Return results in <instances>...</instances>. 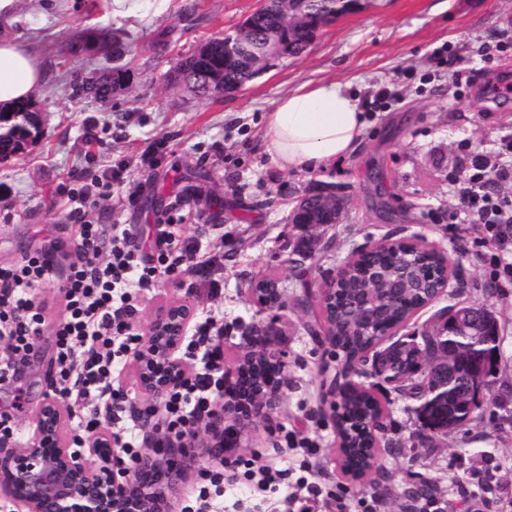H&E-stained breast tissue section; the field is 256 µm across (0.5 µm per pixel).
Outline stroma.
Wrapping results in <instances>:
<instances>
[{"mask_svg":"<svg viewBox=\"0 0 512 512\" xmlns=\"http://www.w3.org/2000/svg\"><path fill=\"white\" fill-rule=\"evenodd\" d=\"M259 0H23L17 23L0 26L29 46L45 82L34 100L45 133L0 163V264L53 250L73 258L68 227L70 189L103 170L120 168L112 196L87 209L91 222L130 226L147 240L165 209L186 214L185 236L216 254L207 286L160 282L135 305L143 330L155 303L193 292L196 320L213 318L224 334V366L232 368L243 338L269 319L247 288L269 275L282 280L277 343L286 351L282 402L232 456L236 488L215 498V512H285L289 495L310 512H512V281L491 287L494 247L484 225L457 207L472 158L498 162L512 138V98L480 95L487 72L512 73V0H374L365 11L324 29L297 57L272 61L240 91L198 99L170 81L177 59L207 39L234 30ZM118 31L121 52L101 53L96 30ZM74 52H66V42ZM126 70L124 90L108 101L75 94L74 86L112 68ZM333 80L368 117L356 149L324 169L285 172L265 150L266 114L304 83ZM386 97H379V90ZM166 147L152 169L141 161L158 140ZM320 185L346 201L342 221L327 231V250L304 263L294 251L303 236L287 216L297 196ZM139 190L140 202L126 196ZM412 239L447 253L455 277L401 335L420 333L448 306H488L498 321L500 361L478 409L479 418L432 442L420 436L415 400L371 377L359 382L385 409L374 473L355 481L338 463V436L326 395L340 369L314 338L323 330L318 290L361 247ZM57 350L43 330L13 380L0 385V411L12 413L21 435L57 368ZM435 483L431 500L403 495L409 482Z\"/></svg>","mask_w":512,"mask_h":512,"instance_id":"obj_1","label":"stroma"}]
</instances>
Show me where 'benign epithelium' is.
Returning <instances> with one entry per match:
<instances>
[{
  "instance_id": "obj_1",
  "label": "benign epithelium",
  "mask_w": 512,
  "mask_h": 512,
  "mask_svg": "<svg viewBox=\"0 0 512 512\" xmlns=\"http://www.w3.org/2000/svg\"><path fill=\"white\" fill-rule=\"evenodd\" d=\"M370 0H328L324 10L315 15L304 11L300 0H288V18L291 22L305 20L313 35L333 25L342 17L361 12ZM269 3L248 16L233 32L219 35L224 40V56L233 58L256 25L257 16L268 10ZM268 55L261 59L263 71L276 59L291 55L288 40L277 38L267 45ZM331 214V223L341 220L343 202L336 190L324 188L298 198L288 222L302 224L309 235L320 237L321 225L302 223L303 214L310 204ZM405 248L408 258L424 247L410 240H385L374 243L353 260L379 249L396 244ZM350 264L339 267L318 289V302L326 324L324 334L318 336L325 344L331 359L342 356L341 375L345 382L359 374L356 364L371 357L367 375L382 379L398 388L402 375L388 363L393 352L410 351L418 359L423 382L414 392L423 406H433L448 400V367L455 364L462 341L472 347L496 344L499 341L497 321L486 307L453 305L428 329L407 339L398 337L399 329L420 309L434 303L448 288L453 269L444 263L440 272H424L422 276L434 283L429 294L410 308L405 318L376 333V339L365 350L351 355L336 346L333 313L338 284ZM270 285L266 292L256 288L257 281L249 284L248 294L262 311L280 308L282 291L275 276L265 277ZM195 303L189 297L170 298L157 304L144 327V336L133 355V373L138 392L145 396L147 405L134 406L138 412L157 408L168 392L191 373V366L181 356V350L195 316ZM275 321L270 320L262 329L245 338L233 367L224 374V404L206 419L202 433L192 440L174 445L169 439L150 435L147 448L141 452L132 469L119 475L112 469L117 455L112 434L104 429L89 432L79 438L82 449L71 448L63 438L67 410L54 397L47 395L39 404L32 420V435L21 448L0 447V495H5L19 512H175L178 498L187 474L199 465L197 448L205 444L213 457L227 461L232 452L243 446L251 427L258 421L271 419L282 399L286 354L275 345ZM278 371L275 379H260L250 390L239 388L240 373L251 367L257 371L265 365ZM498 358L493 363L472 368L471 379L462 391V399L472 410L480 406L481 397L489 387L488 378L495 372ZM98 460V465L87 462L86 455Z\"/></svg>"
}]
</instances>
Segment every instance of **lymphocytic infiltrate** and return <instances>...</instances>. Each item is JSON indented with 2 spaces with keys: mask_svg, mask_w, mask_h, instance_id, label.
Masks as SVG:
<instances>
[{
  "mask_svg": "<svg viewBox=\"0 0 512 512\" xmlns=\"http://www.w3.org/2000/svg\"><path fill=\"white\" fill-rule=\"evenodd\" d=\"M473 172L459 190L461 207L488 225L491 241L504 246L512 226V206L495 203L500 170L490 177L482 156H475ZM119 171L95 176L89 187L71 192L69 216L75 223L76 260L59 266L54 256L40 251L0 265V382L22 365L33 340L50 329L57 348L58 373L53 393L82 414L87 430L101 422L119 424L128 411L123 393L113 390L112 373L140 344V335L127 322L134 295L155 288L162 280L181 283L183 276L209 280L215 257L202 251L197 238L184 236L183 215L169 209L156 226L151 250H143L128 229L117 224H94L85 219L91 198H109ZM53 288L64 303L63 316L46 324L45 303L37 289ZM212 319L198 323L186 346L189 358L201 361L198 371L170 391L164 401L168 435L181 438L217 407L224 393V348Z\"/></svg>",
  "mask_w": 512,
  "mask_h": 512,
  "instance_id": "obj_1",
  "label": "lymphocytic infiltrate"
}]
</instances>
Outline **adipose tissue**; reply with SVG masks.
Here are the masks:
<instances>
[{
  "label": "adipose tissue",
  "mask_w": 512,
  "mask_h": 512,
  "mask_svg": "<svg viewBox=\"0 0 512 512\" xmlns=\"http://www.w3.org/2000/svg\"><path fill=\"white\" fill-rule=\"evenodd\" d=\"M43 82L36 58L20 42L0 40V107L33 99ZM266 150L279 169L318 170L354 151L365 116L341 84L305 83L278 98L266 114Z\"/></svg>",
  "instance_id": "obj_1"
}]
</instances>
